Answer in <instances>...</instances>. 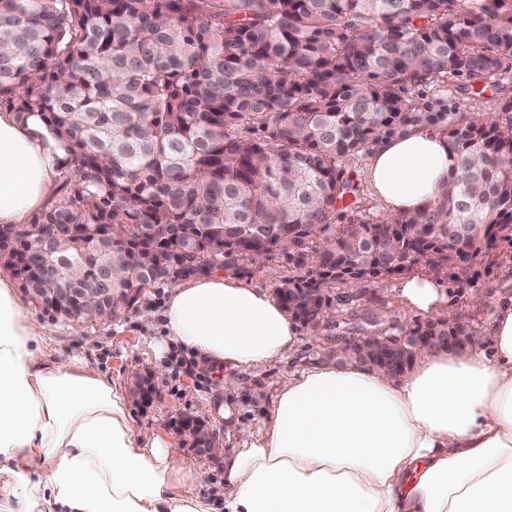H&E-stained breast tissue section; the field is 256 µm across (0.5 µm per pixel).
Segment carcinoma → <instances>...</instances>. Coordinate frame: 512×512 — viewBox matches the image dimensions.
Listing matches in <instances>:
<instances>
[{
  "mask_svg": "<svg viewBox=\"0 0 512 512\" xmlns=\"http://www.w3.org/2000/svg\"><path fill=\"white\" fill-rule=\"evenodd\" d=\"M512 69V0H0V101L66 142L59 195L7 240L21 288L47 296L70 267L110 268L106 308L192 272L245 268L282 242L281 304L314 335L317 295L422 265L470 283L512 249V104L502 119L424 112L407 87ZM445 125L448 187L420 210L344 226V164L381 137ZM255 134L252 139L239 131ZM60 236L44 241L40 228ZM145 249L157 252L147 266ZM466 326L411 330L445 345Z\"/></svg>",
  "mask_w": 512,
  "mask_h": 512,
  "instance_id": "obj_1",
  "label": "carcinoma"
}]
</instances>
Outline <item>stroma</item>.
Masks as SVG:
<instances>
[{
	"label": "stroma",
	"mask_w": 512,
	"mask_h": 512,
	"mask_svg": "<svg viewBox=\"0 0 512 512\" xmlns=\"http://www.w3.org/2000/svg\"><path fill=\"white\" fill-rule=\"evenodd\" d=\"M409 94L426 112H473L494 119L512 101V70L503 72L490 86L463 75L421 84L410 89ZM488 261V268L482 269L474 283L452 285L455 311L469 317L478 329L491 319L498 299L512 294V249H501ZM291 275L285 256L276 251L248 267L241 279L249 286L272 291ZM168 291L165 284L147 289L137 307L120 320L106 323H81L35 303L30 309L46 327L48 350L53 355L63 357L73 348H80L93 366L124 387L129 386L134 371H151L153 398L145 405H130L136 428L172 437L176 434L177 413L187 411L208 425L221 448L227 447V432L233 425L253 426L263 416L275 394L274 379L317 362L324 340L300 330L299 344L291 359L261 373L241 374L235 385L228 387L222 376L196 367L190 360L169 355L155 358L151 344L161 332L158 325L143 321L142 316L145 311L160 310ZM476 295L481 296V304H472ZM362 299L365 306L385 311L401 333L426 320L403 300L401 281L396 277L367 282Z\"/></svg>",
	"instance_id": "stroma-1"
}]
</instances>
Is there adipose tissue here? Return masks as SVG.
<instances>
[{
    "label": "adipose tissue",
    "mask_w": 512,
    "mask_h": 512,
    "mask_svg": "<svg viewBox=\"0 0 512 512\" xmlns=\"http://www.w3.org/2000/svg\"><path fill=\"white\" fill-rule=\"evenodd\" d=\"M67 158L40 114L0 110V225L46 209ZM453 159L417 126L380 139L367 177L389 214L438 196ZM405 302L451 314L443 278H406ZM164 348L225 385L295 352L280 302L233 274L172 286ZM44 326L0 272V512H512V296L463 350L421 351L401 380L351 361L276 383L262 423L228 434L224 497L178 443L135 429L120 385L80 351L47 349Z\"/></svg>",
    "instance_id": "ef3b65f1"
}]
</instances>
